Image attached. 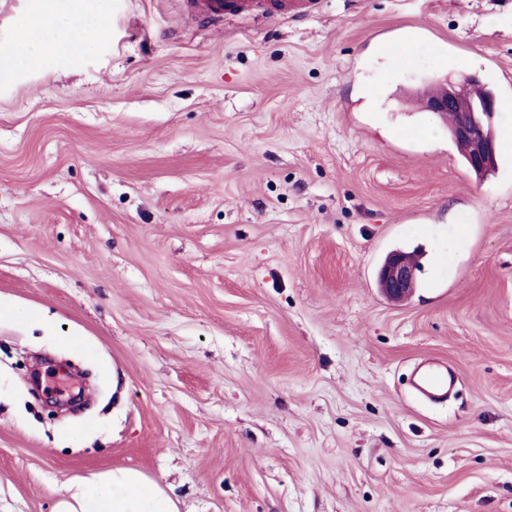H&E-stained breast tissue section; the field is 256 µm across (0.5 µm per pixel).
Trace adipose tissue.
<instances>
[{
    "label": "adipose tissue",
    "instance_id": "1",
    "mask_svg": "<svg viewBox=\"0 0 512 512\" xmlns=\"http://www.w3.org/2000/svg\"><path fill=\"white\" fill-rule=\"evenodd\" d=\"M102 33V26L80 21L78 12L60 11L57 0H39L36 22L27 39L15 43L13 52L33 60L60 43L89 49ZM56 512H176V507L139 471L116 467L83 478L74 492L58 502Z\"/></svg>",
    "mask_w": 512,
    "mask_h": 512
}]
</instances>
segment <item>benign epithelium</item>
Segmentation results:
<instances>
[{"mask_svg": "<svg viewBox=\"0 0 512 512\" xmlns=\"http://www.w3.org/2000/svg\"><path fill=\"white\" fill-rule=\"evenodd\" d=\"M425 108L436 115L454 113L452 140L464 144L466 163L471 171L479 176L488 173V168L496 163L495 141L482 132L469 94V81L443 83L439 93L425 102ZM416 271L417 267L403 253L394 252L378 270V287L389 300L403 302L413 293Z\"/></svg>", "mask_w": 512, "mask_h": 512, "instance_id": "obj_1", "label": "benign epithelium"}]
</instances>
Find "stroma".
<instances>
[{"label":"stroma","mask_w":512,"mask_h":512,"mask_svg":"<svg viewBox=\"0 0 512 512\" xmlns=\"http://www.w3.org/2000/svg\"><path fill=\"white\" fill-rule=\"evenodd\" d=\"M59 5L104 39L0 71V512L115 467L177 512H512V148L478 178L413 99L512 108V0ZM314 0H188L195 14L204 21H221L232 17L252 15L260 10L278 13L288 17V13L308 9ZM417 267L401 252L388 255L380 266L377 283L393 302H403L413 293ZM412 384L419 393L433 400L446 396L453 386V380L447 371L431 367L417 372Z\"/></svg>","instance_id":"35a3bbf8"}]
</instances>
